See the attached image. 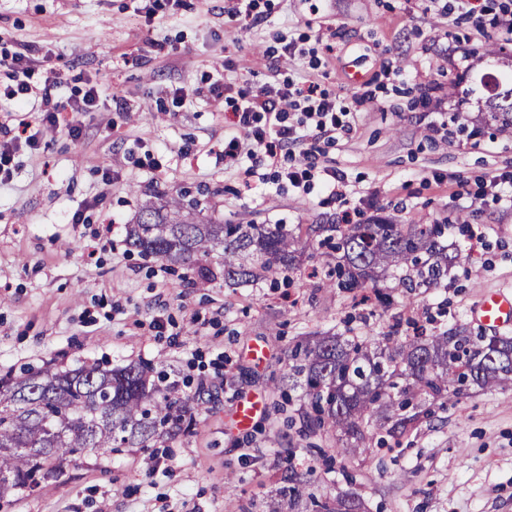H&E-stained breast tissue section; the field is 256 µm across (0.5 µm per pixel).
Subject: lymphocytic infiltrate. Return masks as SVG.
<instances>
[{"label": "lymphocytic infiltrate", "instance_id": "obj_1", "mask_svg": "<svg viewBox=\"0 0 512 512\" xmlns=\"http://www.w3.org/2000/svg\"><path fill=\"white\" fill-rule=\"evenodd\" d=\"M0 67L8 71V84H0V99L14 102L18 111H25L30 99H37L42 114L37 129L25 138L29 147H37L43 132L66 128L71 138H78L77 124H62L63 112H88L96 107L104 94L101 84L87 82L82 96L60 104L52 85H45L41 94L31 86V59L26 50L11 57L0 58ZM232 99V122L224 132V165L243 170L255 177L260 166L274 168L277 180L288 181L296 188L308 187L320 180L328 192H335L344 180L333 168L318 167L311 152L293 153L297 145L314 132L335 139L350 132L354 106L373 102L372 91L356 94L352 102L330 93L315 80L302 82L286 79L264 84L253 90H230L229 86L214 87V99Z\"/></svg>", "mask_w": 512, "mask_h": 512}]
</instances>
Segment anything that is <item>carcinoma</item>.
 Segmentation results:
<instances>
[{
	"label": "carcinoma",
	"mask_w": 512,
	"mask_h": 512,
	"mask_svg": "<svg viewBox=\"0 0 512 512\" xmlns=\"http://www.w3.org/2000/svg\"><path fill=\"white\" fill-rule=\"evenodd\" d=\"M487 93L486 112L512 127V73L497 74ZM183 202L170 199L145 211L129 233L143 256H154L193 271L211 282L212 264L222 267L224 284L246 282L255 271L294 268L293 231L285 224H195ZM437 224H353L333 249L342 261L326 277L339 288H377L375 270L393 267L416 288H432L448 274L442 263ZM378 352L342 336H319L292 349L283 380L307 400L304 433H333L342 442L379 436L400 444L431 406H444L462 388H488L512 381V337L429 336L414 331L405 339L385 337ZM146 364L105 368L98 363L75 369L25 368L0 377V500L15 487H40L58 477L64 462L100 448H147L158 438L191 432V407L150 380ZM280 492L303 512H355L346 499L321 502L305 494L307 477L295 475Z\"/></svg>",
	"instance_id": "obj_1"
}]
</instances>
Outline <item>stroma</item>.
I'll list each match as a JSON object with an SVG mask.
<instances>
[{
    "label": "stroma",
    "mask_w": 512,
    "mask_h": 512,
    "mask_svg": "<svg viewBox=\"0 0 512 512\" xmlns=\"http://www.w3.org/2000/svg\"><path fill=\"white\" fill-rule=\"evenodd\" d=\"M446 3L443 14L433 0H261L262 21L239 30L225 0H182L150 16L138 0H0V55L28 45L34 85L55 82L61 102L89 79L108 91L75 115L79 139L45 133L38 149L15 153L0 185V374L146 362L164 371L171 395L205 403L191 434L88 452L0 512H270L294 472L318 499L348 494L368 512H512V384L449 400L400 446L349 448L329 434L300 437L302 392L282 382L288 349L304 337L330 331L376 346L414 321L473 333L481 297L512 287V203L477 195L512 175V128L485 124L477 102L457 112L448 93L449 81L511 72L512 37L491 22L501 0H486L479 21ZM282 41L302 55L269 56ZM288 77L346 99L376 94L319 156L344 174L345 202L317 182L306 195L272 179L249 186L224 166L231 107L211 85ZM428 83L447 130L427 129L415 105ZM178 87L191 94L176 107ZM184 192L200 220L285 224L304 242L307 225L339 223L347 206L358 224H444L454 263L432 288L380 282L386 310L328 286L332 252L256 282L204 284L127 244L143 207ZM256 347L264 362L252 359ZM249 394L264 408L239 429L236 404Z\"/></svg>",
    "instance_id": "35a3bbf8"
}]
</instances>
